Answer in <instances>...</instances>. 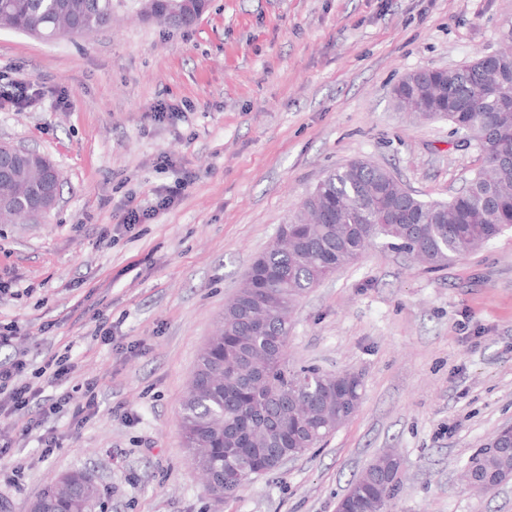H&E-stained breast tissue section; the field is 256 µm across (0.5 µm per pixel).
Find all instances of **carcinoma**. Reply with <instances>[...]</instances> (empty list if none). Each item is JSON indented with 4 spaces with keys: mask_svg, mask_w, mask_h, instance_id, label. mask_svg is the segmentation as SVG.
<instances>
[{
    "mask_svg": "<svg viewBox=\"0 0 512 512\" xmlns=\"http://www.w3.org/2000/svg\"><path fill=\"white\" fill-rule=\"evenodd\" d=\"M195 0H137L144 18L191 24ZM113 0H0V28L77 36L112 24ZM499 51L449 69H421L392 89L401 111L435 114L466 132L483 166L450 200L406 195L385 168L365 160L329 171L280 225L279 241L252 263L224 306V322L200 352L182 402L186 448L207 489L236 496L244 485L228 473L268 474L280 459L325 442L356 412L362 384L349 373L288 365L289 320L299 300L352 264L370 245L404 254L435 272L483 248L512 225V23ZM36 176L25 169L0 182V200ZM468 473L492 490L512 478V445L481 448ZM400 461L385 452L349 483L348 512H387L401 485ZM43 512H76L99 502L85 471L74 470L41 492Z\"/></svg>",
    "mask_w": 512,
    "mask_h": 512,
    "instance_id": "obj_1",
    "label": "carcinoma"
}]
</instances>
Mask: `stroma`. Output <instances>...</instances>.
<instances>
[{
	"instance_id": "35a3bbf8",
	"label": "stroma",
	"mask_w": 512,
	"mask_h": 512,
	"mask_svg": "<svg viewBox=\"0 0 512 512\" xmlns=\"http://www.w3.org/2000/svg\"><path fill=\"white\" fill-rule=\"evenodd\" d=\"M119 11L113 28L54 41L0 28V92L18 76L41 89L0 110V138L61 172L43 223L0 224V323L17 329L0 362L23 354L35 370L67 350L76 371L45 395L75 406L88 381L99 393L84 425L45 420L61 443L46 461L27 415L0 419L15 444L0 471L26 464L18 483L0 478V512H27L73 469L99 477L106 512H336L388 450L402 467L391 512H512V480L488 493L458 480L512 423V229L438 272L368 248L301 300L291 363L363 385L322 447L216 502L181 428L225 301L327 171L367 159L445 201L480 168L462 134L399 111L390 90L496 51L512 0H210L182 28L142 19L133 0ZM159 101L175 115L146 117ZM182 172L197 179L170 207L120 225L128 199L155 202Z\"/></svg>"
}]
</instances>
